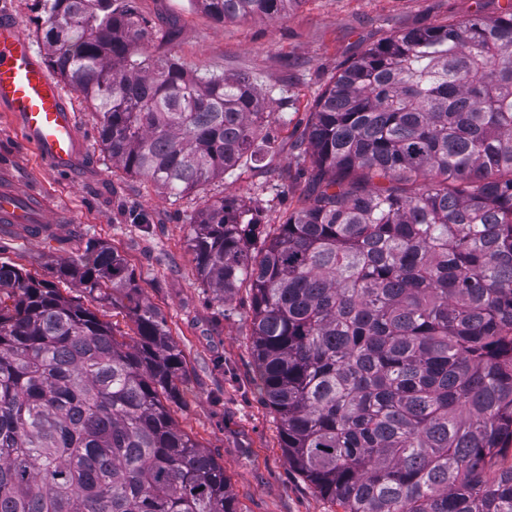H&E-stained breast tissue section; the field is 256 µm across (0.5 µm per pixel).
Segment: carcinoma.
Instances as JSON below:
<instances>
[{"label":"carcinoma","mask_w":512,"mask_h":512,"mask_svg":"<svg viewBox=\"0 0 512 512\" xmlns=\"http://www.w3.org/2000/svg\"><path fill=\"white\" fill-rule=\"evenodd\" d=\"M298 0H193L218 21ZM46 60L100 119L112 163L179 196L259 161L245 75L144 51L129 0H34ZM309 203L281 224L225 199L189 239L223 303L245 286L259 389L288 463L342 512H512V6L400 32L310 113ZM58 281L0 261V512H240L173 422L185 367L118 252Z\"/></svg>","instance_id":"carcinoma-1"}]
</instances>
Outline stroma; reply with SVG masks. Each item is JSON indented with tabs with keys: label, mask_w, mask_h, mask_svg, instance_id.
Returning <instances> with one entry per match:
<instances>
[{
	"label": "stroma",
	"mask_w": 512,
	"mask_h": 512,
	"mask_svg": "<svg viewBox=\"0 0 512 512\" xmlns=\"http://www.w3.org/2000/svg\"><path fill=\"white\" fill-rule=\"evenodd\" d=\"M512 0H299L281 17L214 21L189 0H134L149 23L150 54L174 56L191 72L246 74L259 89L272 138L263 160L203 190L176 197L112 164L99 119L71 87L63 93L87 139L71 172L58 173L0 108V186L38 199L54 218L34 231L0 223V258L55 281L59 263L83 255L88 239L108 243L164 317L185 360L175 424L224 467L241 512H341L288 463L277 414L257 388L248 288L226 302L196 277L188 248L191 219L204 201L227 198L281 223L302 207L313 171L296 161L316 99L367 48L412 28L492 17Z\"/></svg>",
	"instance_id": "stroma-1"
}]
</instances>
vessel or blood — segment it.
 Returning a JSON list of instances; mask_svg holds the SVG:
<instances>
[{
	"instance_id": "vessel-or-blood-1",
	"label": "vessel or blood",
	"mask_w": 512,
	"mask_h": 512,
	"mask_svg": "<svg viewBox=\"0 0 512 512\" xmlns=\"http://www.w3.org/2000/svg\"><path fill=\"white\" fill-rule=\"evenodd\" d=\"M0 107L19 124L25 140L59 172L71 171L84 149L75 116L60 85L30 39L13 21L0 19ZM31 208L21 207L12 190H0V222L33 225Z\"/></svg>"
}]
</instances>
